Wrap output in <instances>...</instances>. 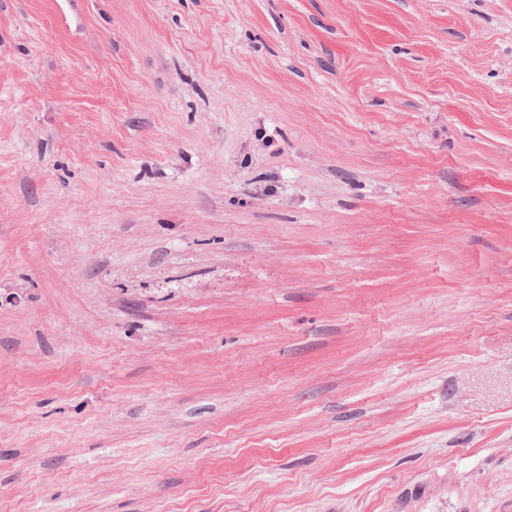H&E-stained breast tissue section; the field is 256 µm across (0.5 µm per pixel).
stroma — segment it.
<instances>
[{
  "label": "stroma",
  "mask_w": 512,
  "mask_h": 512,
  "mask_svg": "<svg viewBox=\"0 0 512 512\" xmlns=\"http://www.w3.org/2000/svg\"><path fill=\"white\" fill-rule=\"evenodd\" d=\"M0 512H512V0H0Z\"/></svg>",
  "instance_id": "35a3bbf8"
}]
</instances>
